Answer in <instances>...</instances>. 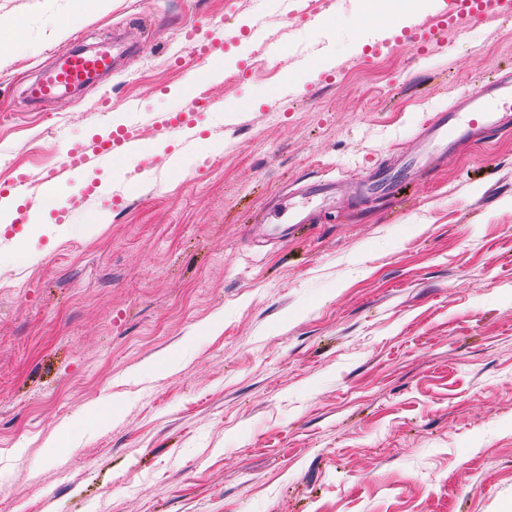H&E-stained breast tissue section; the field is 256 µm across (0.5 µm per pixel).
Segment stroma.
Wrapping results in <instances>:
<instances>
[{
    "label": "stroma",
    "mask_w": 512,
    "mask_h": 512,
    "mask_svg": "<svg viewBox=\"0 0 512 512\" xmlns=\"http://www.w3.org/2000/svg\"><path fill=\"white\" fill-rule=\"evenodd\" d=\"M447 7L0 0L21 30L0 46V189L39 205L63 149L116 119L150 149L118 176L101 159L93 204L70 174L63 211L0 225V512H512V131L455 142L396 197L360 191L512 73V19L392 49ZM197 18L240 33L184 150L156 119L187 107L169 92L195 82ZM81 44L111 74L31 105ZM327 181L342 202L316 222L263 223Z\"/></svg>",
    "instance_id": "1"
}]
</instances>
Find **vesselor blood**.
Wrapping results in <instances>:
<instances>
[{"label": "vessel or blood", "instance_id": "1", "mask_svg": "<svg viewBox=\"0 0 512 512\" xmlns=\"http://www.w3.org/2000/svg\"><path fill=\"white\" fill-rule=\"evenodd\" d=\"M512 16V0H448V10L440 16L433 31L450 28L463 29L478 24L488 15ZM433 31L423 32L418 46L426 48ZM224 33L210 32L207 40L197 45L196 52L202 61L199 81H207L218 63V47ZM112 69V51L105 48L94 54L68 50L58 65L44 73L27 90L30 101L35 103L63 98L72 89L84 86L94 75ZM512 129V77L496 82L475 85L445 112L436 113L432 122L422 132L423 145L414 158L417 166L431 165L439 155L447 152L457 139H467L477 133H491ZM143 149L140 134L130 129L113 131L107 138L89 146H69L61 155L59 171L50 172L46 180L56 184L60 171H83L98 159L138 153Z\"/></svg>", "mask_w": 512, "mask_h": 512}]
</instances>
